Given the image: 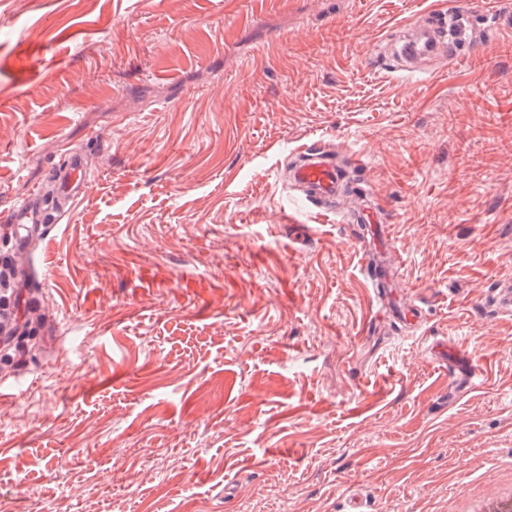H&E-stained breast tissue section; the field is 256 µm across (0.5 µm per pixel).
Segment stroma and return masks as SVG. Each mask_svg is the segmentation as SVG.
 <instances>
[{
  "label": "stroma",
  "mask_w": 512,
  "mask_h": 512,
  "mask_svg": "<svg viewBox=\"0 0 512 512\" xmlns=\"http://www.w3.org/2000/svg\"><path fill=\"white\" fill-rule=\"evenodd\" d=\"M464 53L369 57L433 0H0V218L84 151L27 249L0 221V499L51 512H461L512 485V0H440ZM96 141H89V131ZM369 171L418 329L376 303L345 209L288 180ZM445 340L470 358L449 399ZM290 175L295 182L304 186L311 201L336 198L341 188L340 177L330 154L316 145L300 153L290 169Z\"/></svg>",
  "instance_id": "obj_1"
}]
</instances>
